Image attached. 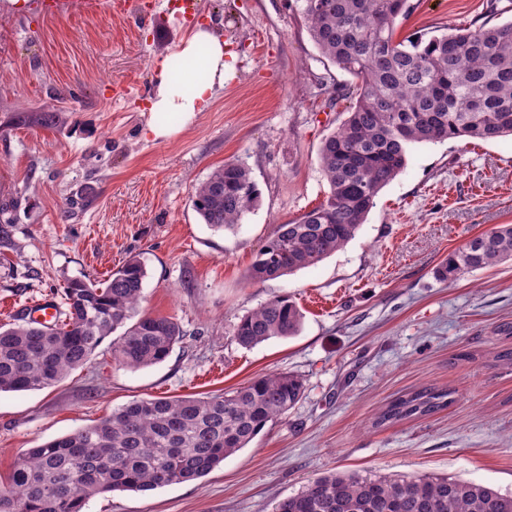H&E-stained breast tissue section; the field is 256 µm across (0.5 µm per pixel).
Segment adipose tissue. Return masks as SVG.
Returning <instances> with one entry per match:
<instances>
[{"instance_id": "ef3b65f1", "label": "adipose tissue", "mask_w": 512, "mask_h": 512, "mask_svg": "<svg viewBox=\"0 0 512 512\" xmlns=\"http://www.w3.org/2000/svg\"><path fill=\"white\" fill-rule=\"evenodd\" d=\"M180 56L183 73L161 65L152 109L176 111L188 121L210 104L217 87L224 84V41L210 30H199L185 41Z\"/></svg>"}]
</instances>
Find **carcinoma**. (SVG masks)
<instances>
[{
  "instance_id": "carcinoma-1",
  "label": "carcinoma",
  "mask_w": 512,
  "mask_h": 512,
  "mask_svg": "<svg viewBox=\"0 0 512 512\" xmlns=\"http://www.w3.org/2000/svg\"><path fill=\"white\" fill-rule=\"evenodd\" d=\"M322 57L356 80L341 126L319 152L324 203L280 224L248 278L262 282L308 268L342 249L404 170L410 145L459 137H512V20L453 25L427 40L394 39L407 0H297ZM59 112L21 121L45 128ZM259 192L249 167L228 161L196 185L192 206L213 230L235 229ZM512 261V224L472 238L436 270L450 284L467 272ZM146 269L130 256L103 283L73 278L63 288L65 321L24 318L0 325V392L49 388L86 365L103 341L130 369L163 362L186 332L171 317L138 315ZM303 314L276 296L245 315L234 341L253 348L296 336ZM303 380L278 372L201 397L132 401L100 422L28 448L0 486V512H83L93 497L144 492L198 479L247 447L302 398ZM447 393L425 389L393 401L375 425L425 416ZM274 512H512V492L444 475L331 473L278 501Z\"/></svg>"
}]
</instances>
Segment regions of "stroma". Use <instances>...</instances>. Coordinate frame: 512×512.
I'll return each mask as SVG.
<instances>
[{
  "instance_id": "obj_1",
  "label": "stroma",
  "mask_w": 512,
  "mask_h": 512,
  "mask_svg": "<svg viewBox=\"0 0 512 512\" xmlns=\"http://www.w3.org/2000/svg\"><path fill=\"white\" fill-rule=\"evenodd\" d=\"M0 0V323L70 278L107 279L129 255L147 269L139 311L186 332L161 363L130 370L104 341L53 387L0 392V474L26 449L143 398L205 396L271 373L299 375L302 400L206 476L89 500L85 512H272L332 472L448 475L512 491V262L435 276L448 254L512 224V139L417 143L356 236L318 264L263 283L247 278L277 225L329 190L319 149L352 103L355 80L322 57L296 0H196L226 43L224 86L168 139L148 130L160 60L191 32L174 0L146 24L94 14L43 20ZM488 0H408L397 38L441 34ZM487 13V12H486ZM327 85H319L320 77ZM61 113L43 128L14 123ZM239 160L259 190L233 232L192 207L195 183ZM80 201L69 209V201ZM303 313L298 335L253 348L240 319L272 297ZM448 391L433 414L382 427L397 397Z\"/></svg>"
}]
</instances>
